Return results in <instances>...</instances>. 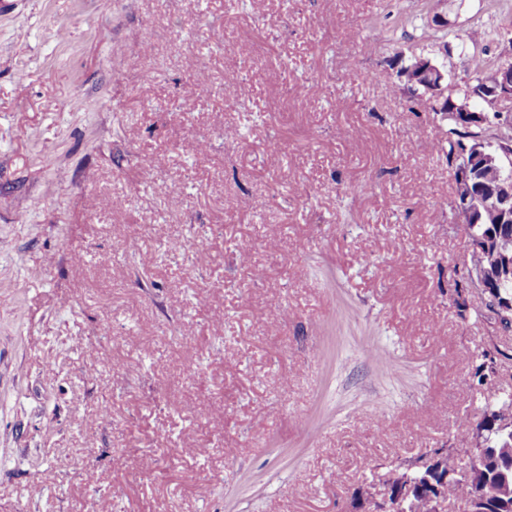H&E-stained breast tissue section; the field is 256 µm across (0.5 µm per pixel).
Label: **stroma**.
<instances>
[{"mask_svg":"<svg viewBox=\"0 0 512 512\" xmlns=\"http://www.w3.org/2000/svg\"><path fill=\"white\" fill-rule=\"evenodd\" d=\"M415 55L462 99L512 0H0V512H363L466 462L512 326ZM407 64L410 68L407 73L401 74L400 78H407L411 84L414 94L422 100L433 102L441 99L448 93L447 74L432 60L424 57H414ZM386 476L387 493L392 497L396 493L404 473L394 468L389 470ZM405 481L406 478L400 484L399 490L393 499H390L387 495L381 496L382 492H369V498H367L369 509H371L369 512H403L401 508L404 502L411 498L414 493L413 484L411 482L405 483Z\"/></svg>","mask_w":512,"mask_h":512,"instance_id":"35a3bbf8","label":"stroma"}]
</instances>
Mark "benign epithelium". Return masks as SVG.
I'll use <instances>...</instances> for the list:
<instances>
[{
	"instance_id": "benign-epithelium-1",
	"label": "benign epithelium",
	"mask_w": 512,
	"mask_h": 512,
	"mask_svg": "<svg viewBox=\"0 0 512 512\" xmlns=\"http://www.w3.org/2000/svg\"><path fill=\"white\" fill-rule=\"evenodd\" d=\"M413 84L415 95L430 102L440 99L448 92L447 74L432 60L415 57L407 73L400 75ZM482 99L490 106L505 101L512 103V66L491 71L484 81ZM512 152V141L504 138L496 143L477 139L463 153L464 165L456 178L457 210L466 217L470 213L471 200L481 194L485 204L499 214V223L512 224V177L497 180L491 184H480L473 179L470 169L481 170L497 166L499 155ZM413 484L403 482L392 498L381 493H369V512H401L404 502L412 497ZM430 512H448V480L440 486H433L427 492Z\"/></svg>"
}]
</instances>
